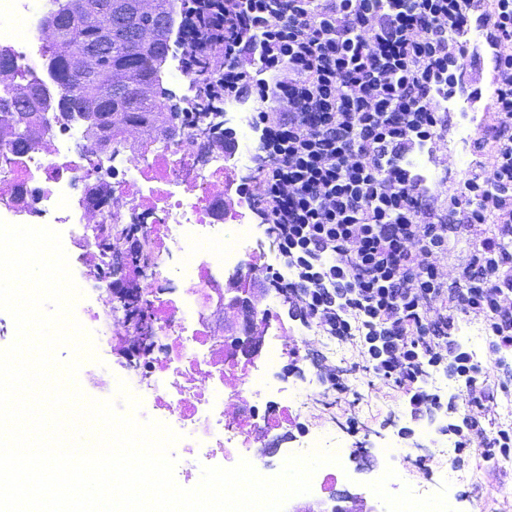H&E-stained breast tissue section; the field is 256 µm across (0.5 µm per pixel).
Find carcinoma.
<instances>
[{
    "mask_svg": "<svg viewBox=\"0 0 512 512\" xmlns=\"http://www.w3.org/2000/svg\"><path fill=\"white\" fill-rule=\"evenodd\" d=\"M176 0H52L43 60L52 90L24 89L0 50V93L10 95L9 122L35 125L48 109L79 114L97 143L119 126L146 135L170 131L173 99L159 82L171 50Z\"/></svg>",
    "mask_w": 512,
    "mask_h": 512,
    "instance_id": "1",
    "label": "carcinoma"
}]
</instances>
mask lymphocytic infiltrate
<instances>
[{"label":"lymphocytic infiltrate","mask_w":512,"mask_h":512,"mask_svg":"<svg viewBox=\"0 0 512 512\" xmlns=\"http://www.w3.org/2000/svg\"><path fill=\"white\" fill-rule=\"evenodd\" d=\"M473 2L182 0L174 40L194 91L176 121L192 128L229 104L247 115L255 167L234 193L275 242L267 288L290 319L354 349L321 372L326 399L348 408L355 383L387 386L410 409L399 437L442 417L458 469L474 453L512 456V424L496 420L512 392V52L495 59L493 118L474 142L487 167L440 202L410 157L434 156L462 94ZM464 231L450 281L441 263ZM462 317L481 325L489 363L459 342Z\"/></svg>","instance_id":"lymphocytic-infiltrate-1"}]
</instances>
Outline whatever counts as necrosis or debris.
I'll use <instances>...</instances> for the list:
<instances>
[{
	"label": "necrosis or debris",
	"mask_w": 512,
	"mask_h": 512,
	"mask_svg": "<svg viewBox=\"0 0 512 512\" xmlns=\"http://www.w3.org/2000/svg\"><path fill=\"white\" fill-rule=\"evenodd\" d=\"M44 19L28 0H0V49L9 53L18 83L48 80L41 46L32 39ZM199 144L195 133L178 128L137 141L118 130L96 146L77 119L44 112L20 146L0 148V220L82 226L75 244L84 266L105 271L92 287L103 296L109 323L131 333L130 377L158 407L178 409L170 423L184 451L176 473L191 474L219 455L248 460L271 477L284 456L228 448L224 439L279 426L293 401L277 371L288 350L273 341L259 351L224 334V280L230 275L248 285L247 264L258 246L242 211L217 206L224 159L203 155ZM130 224L147 241L166 245L161 253L146 250L139 261V290L116 286L110 275L129 262L122 238ZM239 371L262 402L228 419L226 377Z\"/></svg>",
	"instance_id": "1"
}]
</instances>
